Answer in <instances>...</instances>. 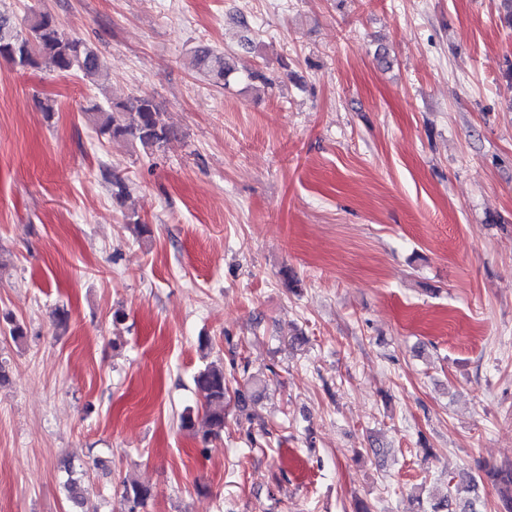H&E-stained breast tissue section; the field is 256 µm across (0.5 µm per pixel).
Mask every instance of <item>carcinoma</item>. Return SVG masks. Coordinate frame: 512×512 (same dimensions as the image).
I'll use <instances>...</instances> for the list:
<instances>
[{
  "mask_svg": "<svg viewBox=\"0 0 512 512\" xmlns=\"http://www.w3.org/2000/svg\"><path fill=\"white\" fill-rule=\"evenodd\" d=\"M0 58L20 68H35L42 61L49 62L58 73L76 71L82 77L95 80L103 74V62L99 53L83 40L66 34L56 18L46 12H35L24 26L12 16L0 12ZM196 65L207 71L217 85L225 86L232 73L224 55L210 49L195 51ZM88 118L99 127L102 134L125 138L142 148L161 150L176 136L175 128L168 123L154 97L141 94L126 102L95 104L87 109ZM195 387L204 395L203 417L205 430L199 431L193 413L189 410L180 415L181 429L201 435L203 441L224 431L227 409L230 405L229 388L224 367L206 364L193 377ZM63 483L71 512H81L87 495L92 489L88 470L66 467ZM494 485H502L499 512H512V467L500 468L487 473ZM484 478L462 475L456 482L448 483L445 493L419 503V512H482L480 489ZM120 512H142L153 497L151 487L137 481H125L119 492Z\"/></svg>",
  "mask_w": 512,
  "mask_h": 512,
  "instance_id": "obj_1",
  "label": "carcinoma"
}]
</instances>
